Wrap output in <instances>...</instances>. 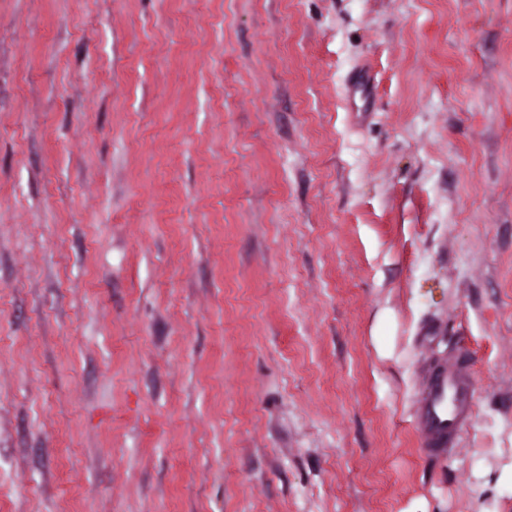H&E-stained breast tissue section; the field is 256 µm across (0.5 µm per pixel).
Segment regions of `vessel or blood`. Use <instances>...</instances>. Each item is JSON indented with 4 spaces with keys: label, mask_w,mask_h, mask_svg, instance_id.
I'll use <instances>...</instances> for the list:
<instances>
[{
    "label": "vessel or blood",
    "mask_w": 512,
    "mask_h": 512,
    "mask_svg": "<svg viewBox=\"0 0 512 512\" xmlns=\"http://www.w3.org/2000/svg\"><path fill=\"white\" fill-rule=\"evenodd\" d=\"M473 388L472 380L463 374L458 364L432 369L413 419L424 435L425 454H440L471 421Z\"/></svg>",
    "instance_id": "1"
}]
</instances>
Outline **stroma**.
Returning a JSON list of instances; mask_svg holds the SVG:
<instances>
[{"label": "stroma", "mask_w": 512, "mask_h": 512, "mask_svg": "<svg viewBox=\"0 0 512 512\" xmlns=\"http://www.w3.org/2000/svg\"><path fill=\"white\" fill-rule=\"evenodd\" d=\"M0 512H512V0H0ZM473 388L457 363L437 366L417 401L413 423L423 433L427 455H439L473 417Z\"/></svg>", "instance_id": "1"}]
</instances>
